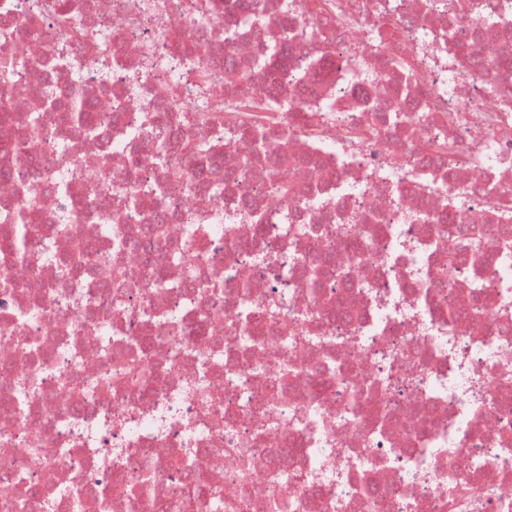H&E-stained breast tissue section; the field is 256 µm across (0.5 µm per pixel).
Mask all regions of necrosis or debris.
Segmentation results:
<instances>
[{
    "instance_id": "obj_1",
    "label": "necrosis or debris",
    "mask_w": 512,
    "mask_h": 512,
    "mask_svg": "<svg viewBox=\"0 0 512 512\" xmlns=\"http://www.w3.org/2000/svg\"><path fill=\"white\" fill-rule=\"evenodd\" d=\"M52 2L0 0L35 34L15 108L48 87L98 94L112 119L78 132L50 107L28 133L41 207L29 285L0 291V512H512V0L488 21L478 0H347L353 23L333 29L305 0H258L259 39L239 0H66L63 25ZM381 23L401 38H376ZM419 47L417 78L398 62ZM284 51L292 101L332 63L318 111L254 106L224 77L259 79ZM482 55L502 61L484 83ZM172 88L213 119L165 112L178 148L161 153L145 118ZM231 125L262 127L302 195L279 197L254 145L225 143ZM428 139L456 157L421 168L423 195L407 159ZM209 142L235 174L187 190ZM116 189L138 205L113 225ZM451 194L487 239L466 259L439 221ZM151 224L130 253L126 228ZM80 242L89 260L64 274ZM216 268L221 295H202ZM139 352L159 380L103 395Z\"/></svg>"
}]
</instances>
